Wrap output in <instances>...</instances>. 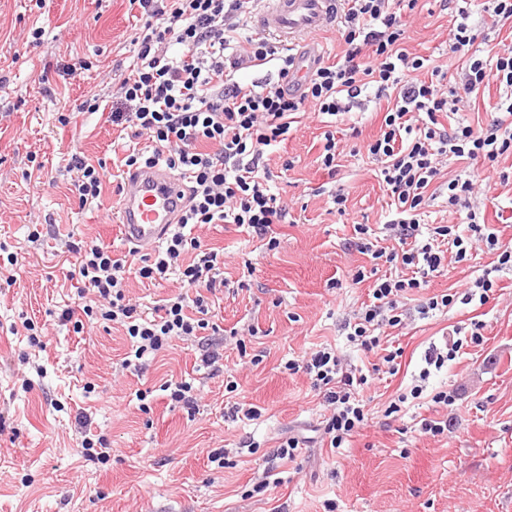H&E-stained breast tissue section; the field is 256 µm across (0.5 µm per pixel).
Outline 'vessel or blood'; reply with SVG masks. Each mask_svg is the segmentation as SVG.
Returning a JSON list of instances; mask_svg holds the SVG:
<instances>
[{"instance_id": "vessel-or-blood-1", "label": "vessel or blood", "mask_w": 512, "mask_h": 512, "mask_svg": "<svg viewBox=\"0 0 512 512\" xmlns=\"http://www.w3.org/2000/svg\"><path fill=\"white\" fill-rule=\"evenodd\" d=\"M331 0H270L259 14L258 31L298 45L295 76L304 79L319 55L317 46L306 39L323 27ZM120 202V233L128 247L140 252L153 250L177 221L182 196L188 195L186 181L162 166L125 173Z\"/></svg>"}]
</instances>
